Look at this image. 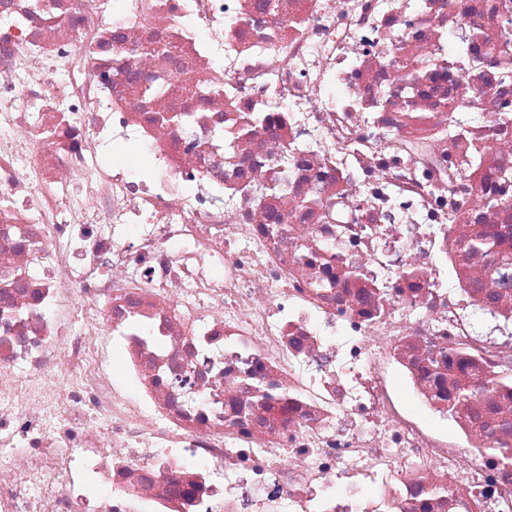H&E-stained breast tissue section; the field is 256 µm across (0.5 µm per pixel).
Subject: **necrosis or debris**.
I'll return each instance as SVG.
<instances>
[{"mask_svg": "<svg viewBox=\"0 0 512 512\" xmlns=\"http://www.w3.org/2000/svg\"><path fill=\"white\" fill-rule=\"evenodd\" d=\"M49 2L0 0V512H512V0Z\"/></svg>", "mask_w": 512, "mask_h": 512, "instance_id": "obj_1", "label": "necrosis or debris"}]
</instances>
